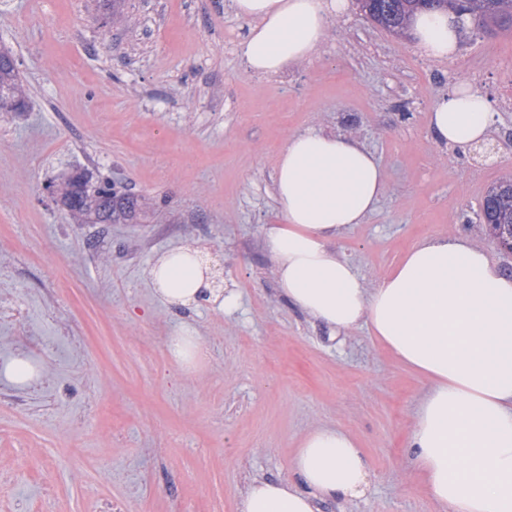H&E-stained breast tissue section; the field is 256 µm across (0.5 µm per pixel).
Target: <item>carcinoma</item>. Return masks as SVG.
Listing matches in <instances>:
<instances>
[{"label": "carcinoma", "instance_id": "cac0c4a2", "mask_svg": "<svg viewBox=\"0 0 512 512\" xmlns=\"http://www.w3.org/2000/svg\"><path fill=\"white\" fill-rule=\"evenodd\" d=\"M458 6L479 17L487 27L500 30L512 28V0H365L363 11L389 31H403L419 10ZM28 106V95L19 82L13 56L0 53V112H22ZM53 192L72 215L93 224H117L135 216L138 201L132 196L119 197L109 181L89 179L86 188L78 191L69 177L54 185ZM491 192L499 194L495 221L512 225V178L496 183Z\"/></svg>", "mask_w": 512, "mask_h": 512}]
</instances>
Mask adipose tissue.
Listing matches in <instances>:
<instances>
[{"label":"adipose tissue","mask_w":512,"mask_h":512,"mask_svg":"<svg viewBox=\"0 0 512 512\" xmlns=\"http://www.w3.org/2000/svg\"><path fill=\"white\" fill-rule=\"evenodd\" d=\"M230 7L247 25V70L271 75L315 57L349 2L230 0ZM469 27L451 10L412 23L417 50L433 60L454 57ZM496 124L489 98L461 81L433 105L429 130L437 142L470 150L489 144ZM274 184L284 221L266 225L263 238L281 294L331 330L366 328L428 379L406 448L424 490L447 512H512V273L455 236L416 244L366 287L333 247L337 235L375 211L385 189L382 166L352 136L293 135ZM150 277L171 305L205 297L229 312L239 304L190 246L165 251ZM291 469V481L253 478L236 512H319L321 501L361 495L370 474L358 442L336 427L305 436Z\"/></svg>","instance_id":"1"}]
</instances>
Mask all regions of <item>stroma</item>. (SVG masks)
<instances>
[{
	"instance_id": "obj_1",
	"label": "stroma",
	"mask_w": 512,
	"mask_h": 512,
	"mask_svg": "<svg viewBox=\"0 0 512 512\" xmlns=\"http://www.w3.org/2000/svg\"><path fill=\"white\" fill-rule=\"evenodd\" d=\"M244 34L224 0H126L117 15L109 0H0V49L33 102L0 120V298L24 312L0 326V512H236L247 481L291 477L322 426L359 440L371 477L362 498L321 512H443L405 460L428 380L367 329L333 339L288 303L263 228L281 221L289 137L350 133L385 173L377 210L336 239L366 286L441 234L512 266L478 219L488 187L512 176V32L470 28L439 62L353 5L316 58L267 76L246 71ZM457 78L498 112L494 159L429 134ZM75 166L133 194L136 216L73 220L44 185ZM186 243L237 310L158 297L151 265ZM183 326L204 344L190 367L166 349ZM19 354L40 381L4 375Z\"/></svg>"
}]
</instances>
